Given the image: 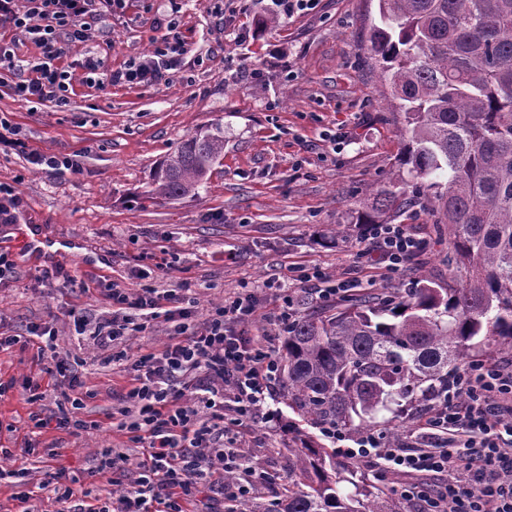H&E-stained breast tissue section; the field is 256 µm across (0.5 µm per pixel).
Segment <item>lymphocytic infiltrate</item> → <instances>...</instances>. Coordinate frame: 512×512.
<instances>
[{"mask_svg": "<svg viewBox=\"0 0 512 512\" xmlns=\"http://www.w3.org/2000/svg\"><path fill=\"white\" fill-rule=\"evenodd\" d=\"M0 0V28L31 36L41 50L27 77L10 84L23 100L66 103L73 75L59 61L66 42L91 35L89 0ZM182 46H166L152 56L113 72L116 84L166 82L179 64ZM367 253L377 254L387 276L398 274L421 249L404 224H367ZM262 291L242 288L196 321V301L186 283L138 289L112 284L106 298L112 316L83 320L78 334H90L105 350L102 366L122 363L128 376L123 405L112 419L129 443L142 447L132 463L120 448L109 450L103 469L127 481L122 494L93 504L79 497L66 468L52 479L61 488L67 512H224L225 501L258 492L264 477L246 466L238 452L240 427L278 423L270 400L280 378L277 352L249 335ZM173 322L174 331L158 349L128 358L124 346L144 333L150 321ZM232 419H225V409ZM424 435L405 445L370 429L353 438L327 430L345 454L409 475L401 488L419 512H512V363H470L448 389L435 396L423 417Z\"/></svg>", "mask_w": 512, "mask_h": 512, "instance_id": "1", "label": "lymphocytic infiltrate"}]
</instances>
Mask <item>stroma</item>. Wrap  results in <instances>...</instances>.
Segmentation results:
<instances>
[{
    "label": "stroma",
    "mask_w": 512,
    "mask_h": 512,
    "mask_svg": "<svg viewBox=\"0 0 512 512\" xmlns=\"http://www.w3.org/2000/svg\"><path fill=\"white\" fill-rule=\"evenodd\" d=\"M378 20L376 0H320L316 9L288 17L275 14L270 0H229L222 10L208 0H126L118 11L94 0L89 41L67 44L61 60L74 75L68 105L22 101L0 85V116L30 149L80 157L77 172L59 174L0 150V184L21 199L13 223H0V246L10 247L16 263L12 277L0 282V334H25L48 309H58L57 351L77 365L93 393L79 416L100 423L77 436L34 429L32 414L70 408L71 391L62 383L43 402L28 403L25 382L40 368L36 347L0 351V383L7 386L0 448L12 452L0 468H26L30 494L21 503L13 479H1L0 512H61L45 488L59 466L91 496L104 501L118 493L111 474L94 467L100 453L123 442L105 415L119 406L127 380L99 370V349L75 335L73 319L105 314L106 282L162 285L153 256L166 255L173 277L189 284L200 321L240 288L270 280L284 283L293 315L321 307L291 280L298 261L331 279L356 274L377 293L402 292L426 279L447 283L448 229L428 203L396 218L425 244L399 276L383 278L376 262L358 256L357 213L393 172L403 126L368 50ZM176 39L184 52L172 81L112 83L113 71ZM92 59L100 63L94 86L82 81ZM216 123L224 128V158L199 196L137 202L154 164ZM23 224L49 241L50 254L19 246ZM336 224L345 235L322 240V231ZM50 265L62 266L65 279L43 282L39 272ZM274 405L283 413L278 429L253 423L238 439L249 464L265 475L254 500L258 512L287 496L295 459L289 426L296 416L282 394Z\"/></svg>",
    "instance_id": "stroma-1"
}]
</instances>
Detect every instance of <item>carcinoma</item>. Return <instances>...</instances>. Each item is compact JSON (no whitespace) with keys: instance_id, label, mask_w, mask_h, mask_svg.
Segmentation results:
<instances>
[{"instance_id":"cac0c4a2","label":"carcinoma","mask_w":512,"mask_h":512,"mask_svg":"<svg viewBox=\"0 0 512 512\" xmlns=\"http://www.w3.org/2000/svg\"><path fill=\"white\" fill-rule=\"evenodd\" d=\"M369 49L404 117L398 170L358 215L386 224L422 194L466 278L366 294L288 326L280 374L301 443L271 512H405L394 490L336 467L308 428L358 435L379 413L421 411L492 341L512 349V0H378ZM224 159L198 130L154 166L139 198L193 197Z\"/></svg>"}]
</instances>
